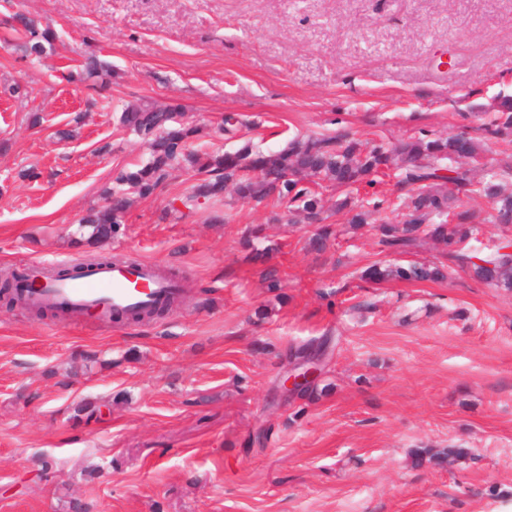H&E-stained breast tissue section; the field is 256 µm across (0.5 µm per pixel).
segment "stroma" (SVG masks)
Listing matches in <instances>:
<instances>
[{"label": "stroma", "instance_id": "obj_1", "mask_svg": "<svg viewBox=\"0 0 512 512\" xmlns=\"http://www.w3.org/2000/svg\"><path fill=\"white\" fill-rule=\"evenodd\" d=\"M18 15L52 31L42 56ZM91 55L107 97L72 78ZM505 96L512 0H0V279L138 258L185 285L138 324L0 301V512H512V293L461 271L364 282L391 260L372 225L332 216L318 255L265 206L188 213L192 171L134 198L117 237L76 234L146 157L117 104L180 113L203 152H275L448 134ZM249 225L280 242L281 288L247 259ZM320 339L329 392L275 398L288 347ZM420 446L468 455L416 466Z\"/></svg>", "mask_w": 512, "mask_h": 512}]
</instances>
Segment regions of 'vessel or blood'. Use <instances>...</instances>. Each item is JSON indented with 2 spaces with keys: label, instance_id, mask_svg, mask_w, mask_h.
<instances>
[{
  "label": "vessel or blood",
  "instance_id": "1",
  "mask_svg": "<svg viewBox=\"0 0 512 512\" xmlns=\"http://www.w3.org/2000/svg\"><path fill=\"white\" fill-rule=\"evenodd\" d=\"M177 293L175 281L156 264L133 259L112 266L77 264L70 276L32 289L27 300L35 307H59L67 320L105 322L113 312L149 307Z\"/></svg>",
  "mask_w": 512,
  "mask_h": 512
}]
</instances>
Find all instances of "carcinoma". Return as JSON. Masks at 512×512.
I'll use <instances>...</instances> for the list:
<instances>
[{"label": "carcinoma", "mask_w": 512, "mask_h": 512, "mask_svg": "<svg viewBox=\"0 0 512 512\" xmlns=\"http://www.w3.org/2000/svg\"><path fill=\"white\" fill-rule=\"evenodd\" d=\"M24 42L30 56L44 52L43 42L51 33L38 30L32 21L20 18ZM122 127L134 132L149 151L148 161L134 170H122L105 192L104 205L93 209L79 221L87 239L112 238L131 206L128 192L141 198L153 195L172 173L179 169L202 174L181 198L185 208L195 209L200 200L212 204L230 194L240 200L271 205L288 212V223L314 227L306 240L308 250L326 253L336 240V230L326 223L321 189L346 186L349 192L332 205L335 213L350 215L353 225L372 224L377 232L380 251L403 255L417 252L430 243L448 248V264L383 265L374 262L360 273V279L378 283L398 280L407 282L450 279L457 269L505 292H512V189L504 186L494 171L476 174L473 163L480 159L483 145L493 140L512 141V99L504 97L496 112L484 117L475 128L455 135L422 132L395 142L365 144L345 135L313 133L295 138L276 152L264 153L247 145L234 153H203L188 148L196 128L168 122V109L147 102H129L119 117ZM467 159L455 167L445 161ZM391 176L404 191L400 202L383 215L380 205L370 206L352 195V190L371 184L378 176ZM470 200L487 199L491 203L487 221L497 228L503 241L496 242L487 255L479 256L467 249L477 225L474 212L460 203V196ZM241 244L255 257L279 250L276 242L265 245L251 232ZM27 274L12 273L0 284V294L9 304H20L16 283ZM170 300L132 317L120 313L113 318L140 322L160 315L171 307ZM465 457L461 448L432 452L423 448L415 459L436 462L459 461Z\"/></svg>", "instance_id": "1"}]
</instances>
